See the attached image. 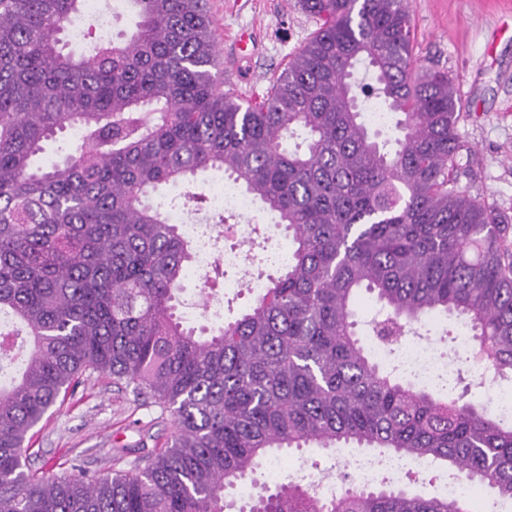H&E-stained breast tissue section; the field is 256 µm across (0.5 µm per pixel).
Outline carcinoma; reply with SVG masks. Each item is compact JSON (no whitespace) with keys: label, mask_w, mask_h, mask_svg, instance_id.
Wrapping results in <instances>:
<instances>
[{"label":"carcinoma","mask_w":512,"mask_h":512,"mask_svg":"<svg viewBox=\"0 0 512 512\" xmlns=\"http://www.w3.org/2000/svg\"><path fill=\"white\" fill-rule=\"evenodd\" d=\"M84 0H0V337L25 332L0 384V512H226L224 490L286 448H385L441 461L512 506V420L385 370L357 337L362 290L386 346L433 311L473 334L461 366L512 380V244L460 178L454 80L413 60L409 0H300L318 31L257 101L210 71L207 0H127L136 32L59 34ZM365 64L372 82L354 81ZM400 115L393 142L361 120ZM66 129L63 162L39 163ZM221 171L278 215L288 264L238 318L196 331L177 315L195 248L145 199ZM170 412L172 444L109 476L32 473L28 432L86 373ZM250 512H475L466 496L399 484L322 498L266 489Z\"/></svg>","instance_id":"cac0c4a2"}]
</instances>
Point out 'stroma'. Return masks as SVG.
I'll list each match as a JSON object with an SVG mask.
<instances>
[{"instance_id": "35a3bbf8", "label": "stroma", "mask_w": 512, "mask_h": 512, "mask_svg": "<svg viewBox=\"0 0 512 512\" xmlns=\"http://www.w3.org/2000/svg\"><path fill=\"white\" fill-rule=\"evenodd\" d=\"M418 64L433 66L454 77L463 113L459 128L469 149L473 196L512 218V0H410ZM218 44L214 70L225 89L249 101L266 92L289 59L319 26L297 0H209ZM248 30L253 46L241 52L234 37ZM203 284V274L189 268L181 282L177 312L186 326L212 329L220 319H231L252 303L249 292L229 293L219 316L190 310ZM176 434L170 413L137 400L113 384L107 374L84 375L76 393L56 404L30 432V459L34 472L46 468L69 471L79 467L91 475L130 470L135 449L165 447ZM378 458L375 448L349 446L291 448L268 457L256 482H243L228 496L246 512L262 486L310 478L342 484L343 458ZM413 472L404 480L412 493L444 495L448 471L439 465L413 460Z\"/></svg>"}]
</instances>
